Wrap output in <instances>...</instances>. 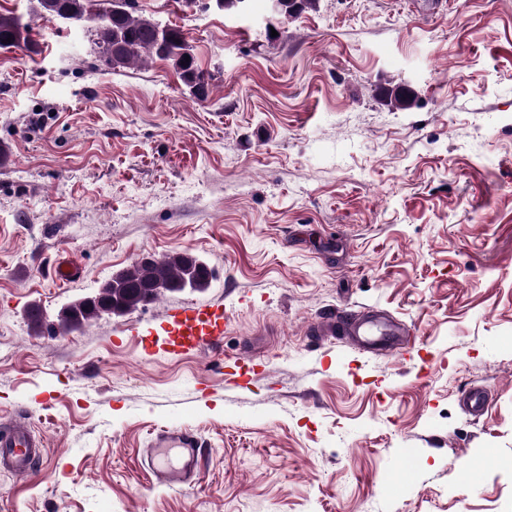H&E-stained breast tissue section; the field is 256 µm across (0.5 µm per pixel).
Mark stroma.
I'll use <instances>...</instances> for the list:
<instances>
[{"label": "stroma", "mask_w": 512, "mask_h": 512, "mask_svg": "<svg viewBox=\"0 0 512 512\" xmlns=\"http://www.w3.org/2000/svg\"><path fill=\"white\" fill-rule=\"evenodd\" d=\"M135 3L184 31L207 99L0 0L40 45L0 47V420L50 459L0 471V512H512V0H319L272 42L266 0ZM391 81L411 108L381 105ZM184 251L209 288L54 337L28 323ZM185 306L224 308L222 347L162 349ZM342 308L413 326L412 351L311 335ZM238 357L256 372L229 390ZM469 385L489 391L478 421ZM172 420L204 443L186 488L144 469Z\"/></svg>", "instance_id": "35a3bbf8"}]
</instances>
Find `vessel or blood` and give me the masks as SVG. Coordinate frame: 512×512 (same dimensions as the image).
<instances>
[{
  "mask_svg": "<svg viewBox=\"0 0 512 512\" xmlns=\"http://www.w3.org/2000/svg\"><path fill=\"white\" fill-rule=\"evenodd\" d=\"M167 317L173 323V350L212 351L224 339L226 320L222 308L187 306L169 311ZM326 321L351 336L355 348L362 352H407L405 338L409 330L399 319L343 310L328 315ZM459 400L470 415L479 418L487 412L489 394L484 387L472 385L461 391ZM42 454L29 424L19 422L0 432V466L15 476L34 477L33 463ZM201 458L198 435L180 424L154 431L145 455L152 482L159 487L194 485L202 473Z\"/></svg>",
  "mask_w": 512,
  "mask_h": 512,
  "instance_id": "obj_1",
  "label": "vessel or blood"
}]
</instances>
